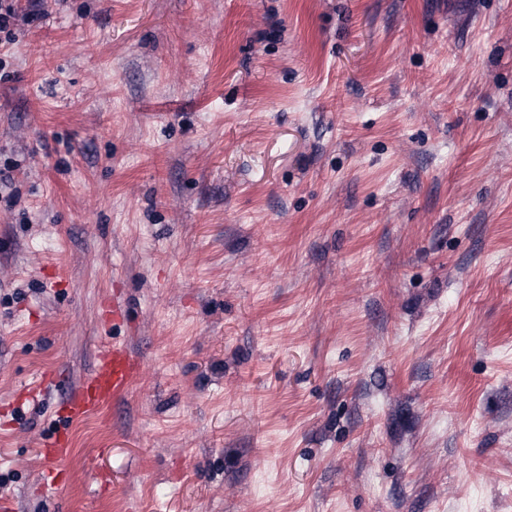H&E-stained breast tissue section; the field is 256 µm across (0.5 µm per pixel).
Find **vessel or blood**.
<instances>
[{"label": "vessel or blood", "mask_w": 512, "mask_h": 512, "mask_svg": "<svg viewBox=\"0 0 512 512\" xmlns=\"http://www.w3.org/2000/svg\"><path fill=\"white\" fill-rule=\"evenodd\" d=\"M138 371L139 359L128 344L113 341L98 354L88 377L66 397L64 405L70 416L81 419L117 407L127 398ZM69 446L68 435L58 433L41 447L43 457L52 464L51 480L46 485L51 493H61L65 485L62 473L53 464L67 455Z\"/></svg>", "instance_id": "1"}]
</instances>
